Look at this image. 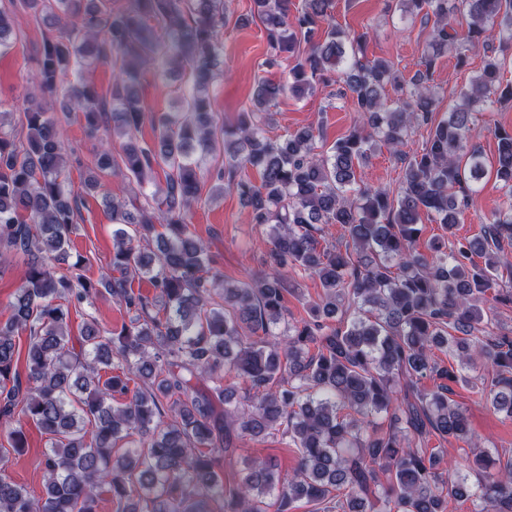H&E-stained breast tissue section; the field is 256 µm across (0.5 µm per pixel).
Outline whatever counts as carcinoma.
Instances as JSON below:
<instances>
[{
    "label": "carcinoma",
    "mask_w": 512,
    "mask_h": 512,
    "mask_svg": "<svg viewBox=\"0 0 512 512\" xmlns=\"http://www.w3.org/2000/svg\"><path fill=\"white\" fill-rule=\"evenodd\" d=\"M0 0V51L17 38L22 8L45 28L41 88L53 92L75 69L61 109L78 111L88 133L123 138L102 150L101 171H120L156 187L133 209L102 196L112 217V273L102 279L129 323L105 332L93 316L72 341L71 310L90 305L95 285L68 263L83 195L67 182L66 145L52 105L37 103L19 123L0 117V245L27 257V269L0 324V420L25 447L21 419L48 436L42 495L0 474V512H95L101 492L121 512H366L377 490L385 512H447L448 500L477 501L475 512H512V463L475 455L476 485L450 473L433 437L471 441L465 410L449 397L456 369L439 365L446 349L460 367L491 368L486 403L512 419V335H494L495 304L512 303L501 269L512 268V129L497 127L493 176L511 200L480 237H456L458 214L488 176L471 141L474 112L512 101L501 83L504 60L490 41L512 44V0H396L401 16L433 23L421 68L405 79L367 57L368 32L331 23L333 0H254L269 45L293 53L288 87L259 83L253 109L236 124L215 123L206 90L223 54L224 0ZM461 16L466 28L448 19ZM483 50V66L448 114L435 119L436 61ZM190 63L180 112L153 116L157 142L142 144L146 111L139 67L159 59ZM120 63L108 93L88 69ZM338 85L361 122L328 149L308 126L279 142L266 135L271 102L285 90L301 99L319 84ZM399 92L386 103V86ZM429 127L422 152L402 151L412 130ZM402 162L398 188L366 184L361 168L379 144ZM224 155L215 192L236 194L249 223L269 229L271 267L228 282L211 267L188 213L200 196L199 165ZM256 169L259 183L237 177ZM444 235L429 254L417 249L422 217ZM347 233L327 241L329 226ZM319 280L309 318L285 319L288 268ZM153 281L149 299L132 288ZM29 332L26 381L17 371L15 334ZM113 374L104 379L100 371ZM434 381L433 389L421 381ZM387 420L375 432V419ZM278 439L297 449L283 477L272 460L244 462L232 479L220 463L246 439Z\"/></svg>",
    "instance_id": "obj_1"
}]
</instances>
